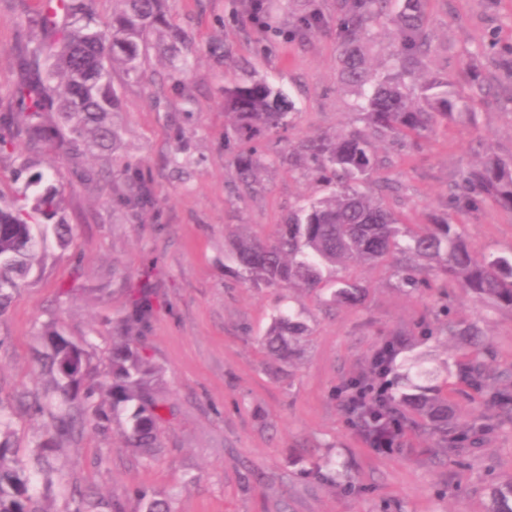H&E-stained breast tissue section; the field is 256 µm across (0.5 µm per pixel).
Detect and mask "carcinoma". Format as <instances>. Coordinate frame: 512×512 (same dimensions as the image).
<instances>
[{"label":"carcinoma","instance_id":"carcinoma-1","mask_svg":"<svg viewBox=\"0 0 512 512\" xmlns=\"http://www.w3.org/2000/svg\"><path fill=\"white\" fill-rule=\"evenodd\" d=\"M26 18L30 28L44 37L29 40L20 59L30 77L15 95L24 112L20 127L28 150L35 152L68 129L61 148L75 162L85 154L116 147L120 134L111 121L120 98L111 82L120 70L135 81L144 80L143 60L152 33L169 36L189 49L172 22L166 0H113L112 21L101 25L87 0H60ZM281 0H255L252 23L272 36L292 35L299 41L324 26L315 0H301L287 22L277 19ZM392 0H340L337 18L340 53L337 76L342 85L358 91L364 101L360 116L365 129H341L331 135L307 137L294 145L270 152L261 142L288 129L293 104L266 78L252 73L224 87V138L243 147L233 158L235 188L254 193L261 187L260 172L268 166L304 167L332 187L326 196L305 199L279 225L273 237L261 239L237 234L231 254L245 284L273 288H324L327 302L355 305L366 287L347 276L327 278L352 264L391 261L396 287L421 294L446 292L452 282L471 298L512 311V253L475 258L458 225L445 214L428 224L411 227L384 207L373 189L375 175L384 165L376 143L386 139H427L439 125L472 117L475 96L495 94L493 83L479 70L469 68L461 82L448 74L422 67L429 52L425 33L424 0H401L392 16L395 41L393 68L379 76L373 72L362 40L371 35ZM55 112L61 125H51L45 113ZM37 174L24 190L0 204V315L30 272L38 250L33 234L39 220H55L57 243L71 242L72 228L62 215L63 191L53 185L39 188ZM112 196L131 211L153 204L150 180L134 170L123 182L103 178ZM460 210L477 211L491 202L512 212V157L490 155L461 174L446 197ZM128 310L121 320L122 340L112 344L111 376L86 383L90 352L86 342H74L53 326L42 335L45 351L39 354L42 371L54 384L59 411L36 441L33 466L47 474L48 453L61 440L81 434L86 427L104 430L110 420L125 417L122 434L126 445L150 460L159 447V428L168 401L158 390L163 369L146 353L145 335L155 315L156 291L146 286L126 290ZM309 326L298 317L280 312L259 339L264 355L276 361L289 358ZM417 335H481L475 322L448 319L434 324L422 318ZM411 338L393 334L370 357L366 368L348 379L344 396L354 408L346 410L349 422L368 447L400 448L415 433L434 440L435 448L456 456L484 442L495 431L512 425V367H493V354L485 346L465 361L433 364L427 354L407 355ZM455 376L479 393L487 414L468 421L450 404ZM103 391L110 409L94 402ZM11 417L0 409V512H39L30 493L31 474L12 465ZM485 512H512V479L486 489ZM140 512H172L170 503L145 493L138 495ZM75 512H124L118 502L79 495Z\"/></svg>","mask_w":512,"mask_h":512}]
</instances>
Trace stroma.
Wrapping results in <instances>:
<instances>
[{
    "label": "stroma",
    "mask_w": 512,
    "mask_h": 512,
    "mask_svg": "<svg viewBox=\"0 0 512 512\" xmlns=\"http://www.w3.org/2000/svg\"><path fill=\"white\" fill-rule=\"evenodd\" d=\"M36 2L0 0V114L20 110L18 51ZM317 3L329 20L319 33L265 45L249 0H173L172 17L196 48L192 66L175 72L166 52L149 49L143 82H115L120 143L87 158L106 174L122 176L129 166L149 176L156 203L139 217L73 168L58 142L29 153L32 172L60 170L73 238L59 248L51 227L40 226L39 260L0 316V407L13 415L18 466H28L32 442L50 421L26 416L20 405L22 396L50 388L36 362L44 326L91 343L88 378L101 380L127 311L124 290L147 284L159 300L147 344L176 414L163 423L149 463L126 448L117 423L63 444L53 462L81 490L122 502L126 512H137L139 489L169 499L173 512H483L486 487L512 478V426L458 456L429 453L428 441L415 436L405 449L379 452L356 436L340 392L387 335L412 331L425 315L437 319L444 305L452 317L478 322L495 366L510 367L512 311L454 286L444 296L395 288L385 264L351 268L368 288L363 302L329 307L319 292L244 284L228 256L232 234L268 236L303 199L330 191L303 168L276 165L263 171L257 193H230L235 150L224 142V87L239 78L241 60L295 103L280 146L361 124L357 91L336 75L338 4ZM425 12L430 70L476 67L497 80L499 93L474 102L473 123L439 130L422 148L379 143L388 161L382 175L395 187L385 201L409 224L447 211L476 257L510 253L512 212L444 203L449 186L486 152L512 156V81L487 49L512 44V0H425ZM73 285L78 293L59 297ZM285 310L311 334L289 361L273 362L257 339ZM330 460L348 465L351 486L308 477Z\"/></svg>",
    "instance_id": "obj_1"
}]
</instances>
